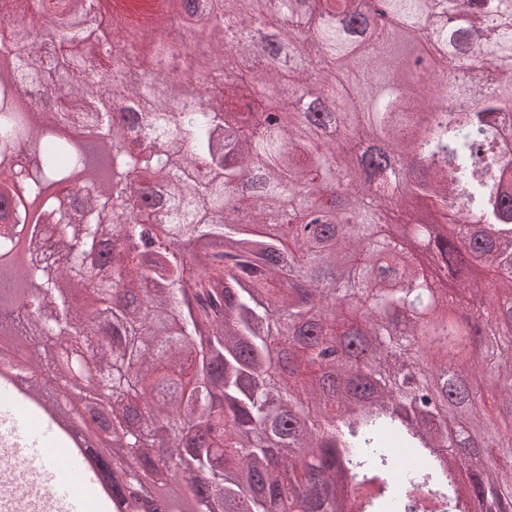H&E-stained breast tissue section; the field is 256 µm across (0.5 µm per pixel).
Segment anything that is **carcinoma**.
I'll return each mask as SVG.
<instances>
[{
  "instance_id": "cac0c4a2",
  "label": "carcinoma",
  "mask_w": 512,
  "mask_h": 512,
  "mask_svg": "<svg viewBox=\"0 0 512 512\" xmlns=\"http://www.w3.org/2000/svg\"><path fill=\"white\" fill-rule=\"evenodd\" d=\"M103 2L0 12V336L25 337L70 404L105 408L112 456L139 461L112 485L163 472L194 512L512 501V432L484 401L512 416V130L495 116L512 109V0H389L385 25L363 0H173L201 51L164 17L134 41L95 25ZM419 44L433 68L408 65ZM436 72L438 104L469 106L425 128ZM414 146L423 164L395 174L385 156ZM398 211L434 227L437 278L390 230ZM477 266L500 271L495 294ZM450 278L471 294L461 335L492 341L479 393L439 358L403 383ZM338 343L356 354L329 372ZM485 454L502 463L473 468Z\"/></svg>"
}]
</instances>
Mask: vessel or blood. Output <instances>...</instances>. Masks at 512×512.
Wrapping results in <instances>:
<instances>
[{
	"mask_svg": "<svg viewBox=\"0 0 512 512\" xmlns=\"http://www.w3.org/2000/svg\"><path fill=\"white\" fill-rule=\"evenodd\" d=\"M0 421L9 425L11 446L39 468L40 475L52 489V504L49 512H85L86 500L72 486V477H84L93 482L83 459L70 455L67 468L55 467L54 462L61 451V442L54 426L27 410H19L14 396L0 388Z\"/></svg>",
	"mask_w": 512,
	"mask_h": 512,
	"instance_id": "obj_1",
	"label": "vessel or blood"
}]
</instances>
